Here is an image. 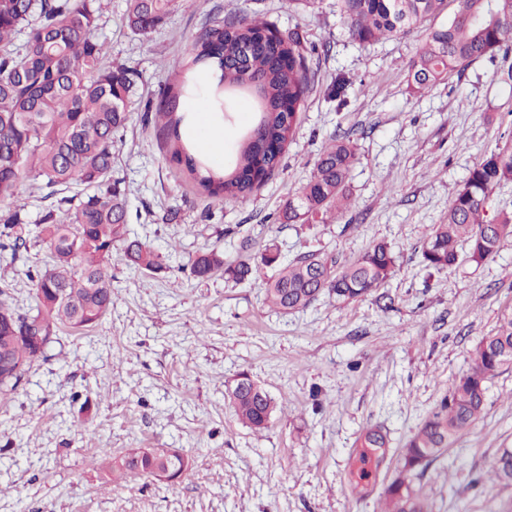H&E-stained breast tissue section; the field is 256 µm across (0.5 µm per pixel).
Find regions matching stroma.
<instances>
[{"label":"stroma","instance_id":"35a3bbf8","mask_svg":"<svg viewBox=\"0 0 512 512\" xmlns=\"http://www.w3.org/2000/svg\"><path fill=\"white\" fill-rule=\"evenodd\" d=\"M104 2L98 36L112 61L139 75L112 175L128 189L129 235L151 244L165 270L130 268L113 251L102 324L59 332L0 403V512H380L402 445L512 307V239L480 266L431 274L421 263L431 225L469 169L512 141V52L414 96L405 74L425 30L360 43L336 0H176L166 24L145 36L125 27V0ZM235 16L298 34L315 81L279 171L247 200L223 204L172 161L147 105L173 84L192 41ZM339 76L348 82L341 104L329 95ZM186 108L209 112L224 134L221 163L231 166L253 121L238 95L198 70ZM346 130L358 156L347 211L330 224L279 223L323 146ZM168 208L178 223L151 221ZM378 242L397 257L384 286L288 314L264 302L276 267L259 264L245 282L189 275L204 251L230 263L258 259L272 243L285 261L317 251L344 265ZM243 372L279 404L260 434L225 397ZM374 431L387 435L384 451L364 447ZM100 448H169L191 466L174 483L107 485ZM502 448H512V370L490 382L479 418L413 486L431 512H512V486L487 474Z\"/></svg>","mask_w":512,"mask_h":512}]
</instances>
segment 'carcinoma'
Instances as JSON below:
<instances>
[{
    "label": "carcinoma",
    "instance_id": "carcinoma-1",
    "mask_svg": "<svg viewBox=\"0 0 512 512\" xmlns=\"http://www.w3.org/2000/svg\"><path fill=\"white\" fill-rule=\"evenodd\" d=\"M125 24L134 35L162 27L174 0H125ZM447 0H337L349 35L370 43L418 28L440 13ZM102 10L99 0H0V252L9 264L24 258L31 242H42L51 261L27 270L36 288V305L22 310L13 303L9 284L0 287V399L17 391L28 370L46 355L64 327L80 330L100 324L112 308V250L120 247L127 265L157 274L161 257L148 244L128 235L127 198L122 182L112 178L114 136L125 128L128 107L137 90V74L108 60L98 40ZM267 28L258 19L228 18L206 30L192 45L183 70L203 67L218 84L235 85L243 76L264 80L266 106H258L249 140L233 168L217 173L203 157V147L182 141V85L155 106V121L173 143L171 158L184 166L209 197L219 202L243 201L259 185L250 173L259 145L288 143L313 76L299 51V36L277 45L255 43L250 34ZM25 34L16 45V35ZM512 48V0H458L448 23L427 30L423 46L405 74L413 94L449 80L471 63L494 59ZM357 161L352 134L336 135L314 162L300 193L281 210L283 224H325L342 214L350 196V173ZM43 183L59 195L40 223L27 222L15 197L23 179ZM512 183V145L497 148L471 169L463 187L448 203L422 250L425 267L441 271L465 258L480 266L494 258L512 238V212L488 213L492 192ZM74 186L89 193L67 195ZM261 263L278 266L265 284L266 300L283 314L303 309L322 295L349 301L384 285L394 274L396 257L383 242L356 261L336 267V259L308 253L280 261L275 245ZM248 259L224 264V255L207 251L190 263V274L207 279L222 272L236 282L250 279ZM512 369V309L503 311L494 331L476 346L469 371L425 418L405 444L403 466L387 488V512H430L413 480L437 461L481 414L488 383ZM238 419L261 433L277 410V402L243 372L226 392ZM105 478L135 482L169 470L178 479L188 469L187 457L167 448H133L114 455L99 449ZM492 476L512 483V448H502Z\"/></svg>",
    "mask_w": 512,
    "mask_h": 512
}]
</instances>
